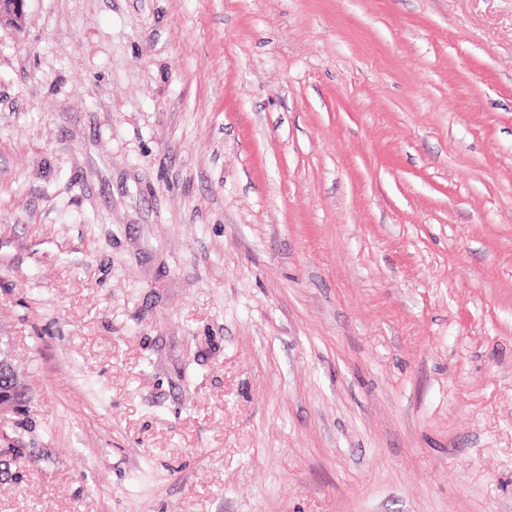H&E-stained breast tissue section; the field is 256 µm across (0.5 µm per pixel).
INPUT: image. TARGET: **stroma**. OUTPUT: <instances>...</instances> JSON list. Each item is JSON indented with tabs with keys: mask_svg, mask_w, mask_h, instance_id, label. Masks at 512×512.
I'll return each mask as SVG.
<instances>
[{
	"mask_svg": "<svg viewBox=\"0 0 512 512\" xmlns=\"http://www.w3.org/2000/svg\"><path fill=\"white\" fill-rule=\"evenodd\" d=\"M0 349V512H512V0H26ZM7 355L0 349V385L6 383L7 390H0V415L14 409L16 396L19 394L17 381Z\"/></svg>",
	"mask_w": 512,
	"mask_h": 512,
	"instance_id": "35a3bbf8",
	"label": "stroma"
}]
</instances>
